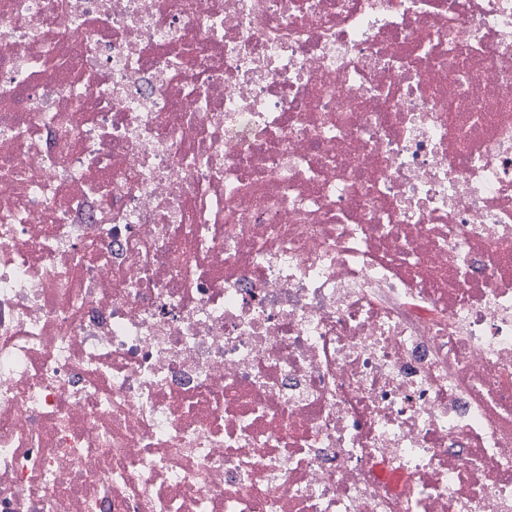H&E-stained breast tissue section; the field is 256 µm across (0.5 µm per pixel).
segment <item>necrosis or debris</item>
Wrapping results in <instances>:
<instances>
[{
  "label": "necrosis or debris",
  "instance_id": "obj_1",
  "mask_svg": "<svg viewBox=\"0 0 512 512\" xmlns=\"http://www.w3.org/2000/svg\"><path fill=\"white\" fill-rule=\"evenodd\" d=\"M0 512H512V0H0Z\"/></svg>",
  "mask_w": 512,
  "mask_h": 512
}]
</instances>
